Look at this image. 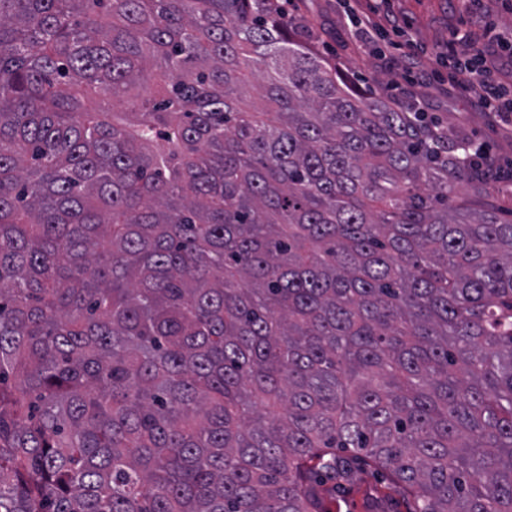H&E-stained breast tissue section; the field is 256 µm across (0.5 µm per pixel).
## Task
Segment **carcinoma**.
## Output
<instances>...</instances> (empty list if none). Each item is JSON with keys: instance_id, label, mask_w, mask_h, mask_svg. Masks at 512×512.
Returning <instances> with one entry per match:
<instances>
[{"instance_id": "obj_1", "label": "carcinoma", "mask_w": 512, "mask_h": 512, "mask_svg": "<svg viewBox=\"0 0 512 512\" xmlns=\"http://www.w3.org/2000/svg\"><path fill=\"white\" fill-rule=\"evenodd\" d=\"M275 2L0 0V512H512L492 161ZM326 507L331 512H406L400 487L364 468L336 493V498L326 500Z\"/></svg>"}]
</instances>
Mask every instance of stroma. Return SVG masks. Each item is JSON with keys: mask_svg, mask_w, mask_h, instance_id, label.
<instances>
[{"mask_svg": "<svg viewBox=\"0 0 512 512\" xmlns=\"http://www.w3.org/2000/svg\"><path fill=\"white\" fill-rule=\"evenodd\" d=\"M389 9L399 16L406 36L357 45L348 39L343 0H294L288 11L317 31L314 49L343 64L359 89H368L378 81L398 84L392 101L406 110L412 108L414 100L408 85L400 83L397 70L406 55L416 54L419 69L428 72L456 54L457 48L451 43L454 29L468 28L481 34L490 26L502 39L512 38V13L500 0H391ZM378 48L387 53L389 67H382L376 58ZM423 95L428 114L453 134L486 143L495 157L512 160V130L476 109L478 90L460 95L434 84L425 88ZM326 507L328 512H405L400 487L364 468L336 497L327 499Z\"/></svg>", "mask_w": 512, "mask_h": 512, "instance_id": "obj_1", "label": "stroma"}]
</instances>
